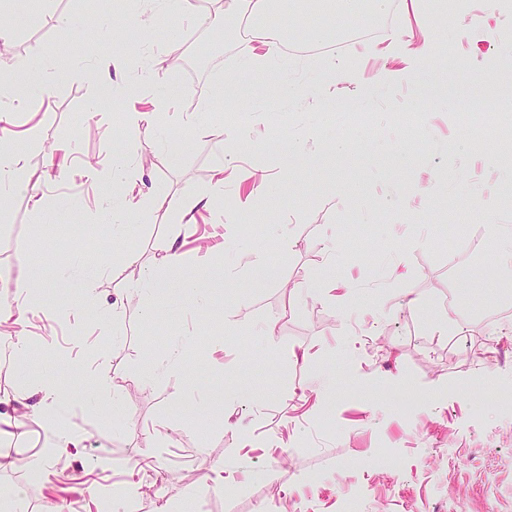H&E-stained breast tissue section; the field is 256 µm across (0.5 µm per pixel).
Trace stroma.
Segmentation results:
<instances>
[{
    "instance_id": "35a3bbf8",
    "label": "stroma",
    "mask_w": 512,
    "mask_h": 512,
    "mask_svg": "<svg viewBox=\"0 0 512 512\" xmlns=\"http://www.w3.org/2000/svg\"><path fill=\"white\" fill-rule=\"evenodd\" d=\"M394 31L419 48L401 69L384 40L333 60L274 55L243 69L255 44L240 19L198 32L215 63L162 67L195 11L153 0H0L11 25L0 80V140L20 147L41 125L48 153L29 165L41 214L23 195L0 196V308L40 270L100 263L95 304L78 289L45 288L46 314L28 331L36 349L0 371V395L24 379H60L85 433L79 453L50 475L0 467V489L27 485L26 512H101L109 487L137 484L125 512H339L350 487L358 512H512V327L489 313L512 294L493 251L482 273L452 286L448 259L459 215L487 228L512 212V140L471 133L453 115L461 98L493 105L512 89V0H468L433 16L430 0H397ZM28 61L19 71L20 61ZM110 67L114 85L175 96L150 130L122 131L124 104L103 105L86 71ZM357 98L367 126L352 131L331 100ZM194 101L195 122L180 111ZM420 123H413V115ZM227 136L211 134L213 126ZM162 207L112 225L114 162ZM98 181L83 175L86 165ZM224 169V189L195 223L175 215L184 198ZM270 185L251 197L252 170ZM237 246H224L225 233ZM179 275L209 298L196 311L182 289L122 300L126 284ZM224 267L211 276L212 265ZM348 284L349 300L326 284ZM154 310L156 320L145 317ZM273 332H266V324ZM181 369L160 373L169 357ZM117 409L96 406L100 391ZM0 439L21 457L47 446L43 419ZM396 467H380L382 448Z\"/></svg>"
}]
</instances>
